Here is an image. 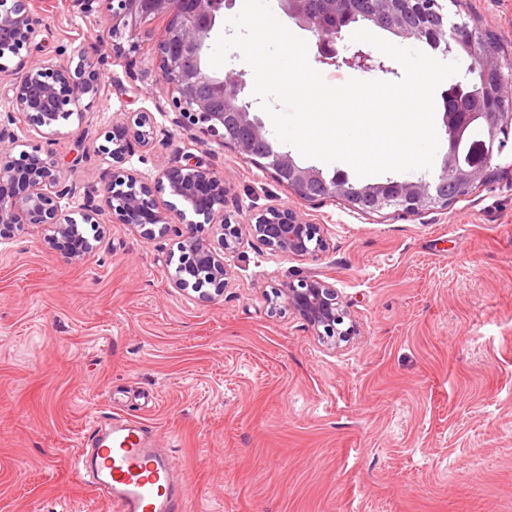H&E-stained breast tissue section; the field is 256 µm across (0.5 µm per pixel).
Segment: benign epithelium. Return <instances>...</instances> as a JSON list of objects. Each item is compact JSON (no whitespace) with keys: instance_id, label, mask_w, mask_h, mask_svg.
I'll return each instance as SVG.
<instances>
[{"instance_id":"benign-epithelium-1","label":"benign epithelium","mask_w":512,"mask_h":512,"mask_svg":"<svg viewBox=\"0 0 512 512\" xmlns=\"http://www.w3.org/2000/svg\"><path fill=\"white\" fill-rule=\"evenodd\" d=\"M112 13V36L122 32L135 33L150 17L165 16L166 28L158 43L159 69L162 80L176 93L175 123L178 127L195 130L231 146L262 169L273 170L274 177L292 189L299 198L313 201L340 197L352 207L359 199H374L381 211L391 200L418 212L425 208L450 204L448 186L459 183L471 189L486 176L489 160L503 151V139L498 136V113L489 107L481 112H453L448 93H443V123L448 137V152L442 160L438 176L432 181H395L384 188L374 183L355 190L348 177L337 171L331 177L316 166L300 164L292 152L268 148L270 140L262 121L254 115L252 102L243 92L244 73L229 71L214 76L201 69L193 60L208 48L203 35L211 28L214 18L234 5V0H102ZM372 18L378 24H390L395 36L404 40L415 37L404 17L398 13L400 0H373ZM288 17L309 31L316 46L318 62L338 67L346 66L361 72H373L383 67V61L372 51L359 46L336 47L340 37L324 23L323 16L306 7V0H280ZM40 33L38 20L29 7V0H0V55L15 56ZM441 43L467 48L459 26L445 24ZM79 62L71 67L49 60L29 65L21 59L15 75L13 95L8 99L15 112L23 113L37 133L47 140L61 134L59 125L71 117L83 118L81 103L97 98L98 72L85 48L77 50ZM511 85L512 80L499 78V72L482 64L475 86L485 87L489 81ZM481 120L484 162L464 160L461 140L469 138L472 124ZM119 136H108L112 147L105 148L115 163V169L103 178L105 207L83 204L73 209L76 187L67 184L65 168L53 152L38 145L13 156L19 146L15 135L0 128V241L8 240L26 224L43 226L50 231L48 241L59 248L69 260H79L96 249L107 224H126L138 228L145 236L169 232L170 227H185L178 243V264L170 273L173 285L198 294V299L213 300L224 294L228 269L224 254L235 249L242 238V228H248L253 238L270 250L306 256L328 248L327 240L315 224L303 221L289 208L269 207L246 223L225 212L229 188L224 177L202 167L189 155L183 161L160 168L153 180L120 168L125 162L131 142L143 147L154 139V122L150 112L122 114ZM164 193L190 206L179 209L173 204L160 206L158 197ZM204 218L202 222L187 219V213ZM79 217H74V214ZM94 231L87 236L84 226ZM288 310L299 316L319 336L341 340L353 332L344 324L342 301L329 283L319 279L302 280L283 290Z\"/></svg>"}]
</instances>
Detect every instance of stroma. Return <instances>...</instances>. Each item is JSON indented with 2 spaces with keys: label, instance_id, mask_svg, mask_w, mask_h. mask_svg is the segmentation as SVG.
Wrapping results in <instances>:
<instances>
[{
  "label": "stroma",
  "instance_id": "obj_1",
  "mask_svg": "<svg viewBox=\"0 0 512 512\" xmlns=\"http://www.w3.org/2000/svg\"><path fill=\"white\" fill-rule=\"evenodd\" d=\"M42 31L0 72V127L18 58L77 64L92 44L98 96L50 150L78 185L112 160L105 136L151 113L155 143L123 164L145 178L189 152L223 174L240 221L270 206L319 225L329 247L276 253L251 236L225 256L211 302L175 288L179 239L110 224L77 261L24 225L0 244V512H111L71 466L88 425L151 428L186 478L189 512H512V153L445 208L354 210L306 201L234 149L173 123L157 42L166 20L112 39L78 0H36ZM512 64V0H462ZM319 277L355 335L317 336L275 289Z\"/></svg>",
  "mask_w": 512,
  "mask_h": 512
}]
</instances>
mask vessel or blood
Segmentation results:
<instances>
[{"mask_svg": "<svg viewBox=\"0 0 512 512\" xmlns=\"http://www.w3.org/2000/svg\"><path fill=\"white\" fill-rule=\"evenodd\" d=\"M146 436L134 421L90 424L73 464L113 512H186L182 474L164 449L149 447Z\"/></svg>", "mask_w": 512, "mask_h": 512, "instance_id": "b4317fda", "label": "vessel or blood"}]
</instances>
